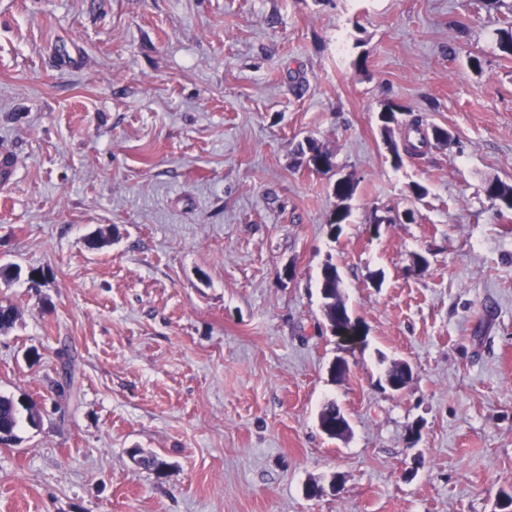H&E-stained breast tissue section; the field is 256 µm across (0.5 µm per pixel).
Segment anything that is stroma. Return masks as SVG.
<instances>
[{"label":"stroma","mask_w":512,"mask_h":512,"mask_svg":"<svg viewBox=\"0 0 512 512\" xmlns=\"http://www.w3.org/2000/svg\"><path fill=\"white\" fill-rule=\"evenodd\" d=\"M508 19L512 0H0V265L20 269L0 392L39 415L0 445V512H501L512 211L485 189L512 185ZM391 104L450 142L394 166ZM341 277L336 265L327 263L322 269L321 295L329 321L336 315V308H342L348 316L351 315L340 293Z\"/></svg>","instance_id":"obj_1"}]
</instances>
